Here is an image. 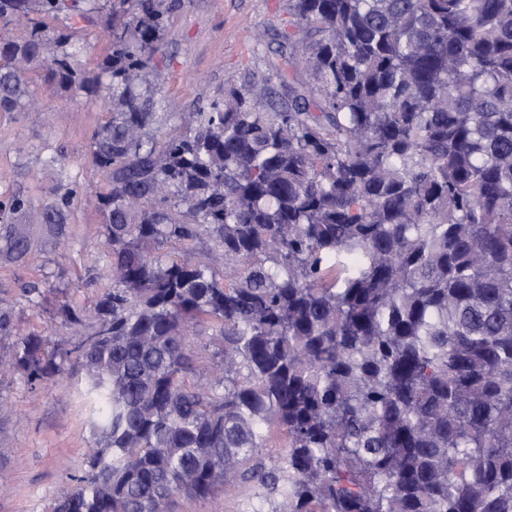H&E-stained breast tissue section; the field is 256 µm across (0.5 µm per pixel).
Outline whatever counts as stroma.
<instances>
[{
  "label": "stroma",
  "mask_w": 512,
  "mask_h": 512,
  "mask_svg": "<svg viewBox=\"0 0 512 512\" xmlns=\"http://www.w3.org/2000/svg\"><path fill=\"white\" fill-rule=\"evenodd\" d=\"M94 22L79 31L77 65L95 69L107 47L108 0ZM288 21V0H179L157 46L154 69L164 77L157 96L162 112L180 116L198 97L247 83L257 59L273 60L278 31ZM35 107L0 111V201L29 197L31 222L56 192L76 189L63 236H31L21 262L0 263V308L23 330L44 332L50 344L73 348L81 336L62 325L63 303L87 306L105 277L108 253L101 237L97 197L105 182L91 163L94 131L107 120L101 103L61 88L36 69L28 75ZM64 159L52 163L56 153ZM39 290L37 300L22 291ZM81 370L30 387L16 376L0 380V512H50L53 501L82 472L93 436L80 399ZM257 496L244 485L196 500L176 496L175 512H250Z\"/></svg>",
  "instance_id": "1"
}]
</instances>
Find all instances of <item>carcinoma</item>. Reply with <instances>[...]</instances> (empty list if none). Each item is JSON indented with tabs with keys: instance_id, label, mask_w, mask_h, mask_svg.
<instances>
[{
	"instance_id": "obj_1",
	"label": "carcinoma",
	"mask_w": 512,
	"mask_h": 512,
	"mask_svg": "<svg viewBox=\"0 0 512 512\" xmlns=\"http://www.w3.org/2000/svg\"><path fill=\"white\" fill-rule=\"evenodd\" d=\"M78 2L0 0V109L31 105L43 66L109 112L91 162L112 287L61 307L91 333L60 355L0 309L1 378L86 371L94 444L51 512L243 483L252 512H512V0H288L279 62L162 138L140 82L175 0H121L91 72L45 22L77 29L98 0ZM75 195L43 206L49 234ZM31 207L4 205L0 262L26 254ZM201 336L195 337L196 348L199 359L196 362V378L201 382H206L209 377L207 365L213 361L212 355L217 351L213 343V336L211 330L207 327L201 328Z\"/></svg>"
}]
</instances>
